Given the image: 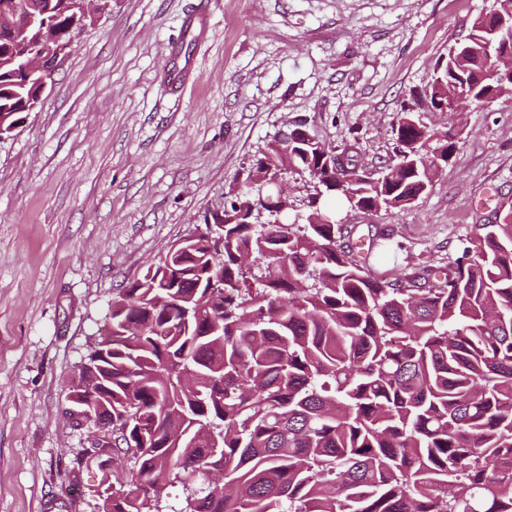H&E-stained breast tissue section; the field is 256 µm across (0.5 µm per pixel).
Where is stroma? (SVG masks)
Segmentation results:
<instances>
[{
	"label": "stroma",
	"mask_w": 512,
	"mask_h": 512,
	"mask_svg": "<svg viewBox=\"0 0 512 512\" xmlns=\"http://www.w3.org/2000/svg\"><path fill=\"white\" fill-rule=\"evenodd\" d=\"M493 0H112L64 51L52 88L0 140V512H95L103 479L68 394L118 288L223 210L250 163L306 123L371 167L404 107L457 133L455 156L399 211L337 210L389 233L392 277L447 265L512 209V95L463 113L423 93ZM211 14L184 45L187 14ZM187 66L171 92L161 75Z\"/></svg>",
	"instance_id": "stroma-1"
}]
</instances>
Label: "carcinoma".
Here are the masks:
<instances>
[{"label":"carcinoma","mask_w":512,"mask_h":512,"mask_svg":"<svg viewBox=\"0 0 512 512\" xmlns=\"http://www.w3.org/2000/svg\"><path fill=\"white\" fill-rule=\"evenodd\" d=\"M29 1L47 29H15ZM79 0H0V125L24 123L21 63L72 36ZM512 0L476 19L425 90L431 106L488 104L512 79ZM371 176L296 128L249 173L316 175L304 224H258L253 184L202 232L118 290L87 355L112 419V512H512V211L479 224L446 267L370 270L388 238L343 242L335 204L401 210L456 153L404 112ZM223 474V482L210 473ZM178 488L168 509L160 490Z\"/></svg>","instance_id":"1"}]
</instances>
